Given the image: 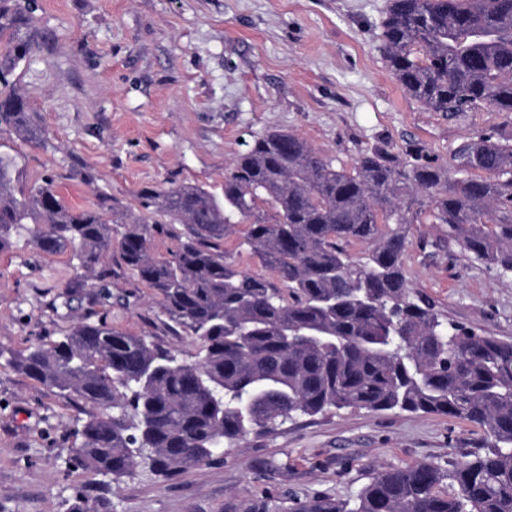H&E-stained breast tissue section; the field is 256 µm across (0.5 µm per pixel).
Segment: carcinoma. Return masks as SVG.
<instances>
[{
	"mask_svg": "<svg viewBox=\"0 0 512 512\" xmlns=\"http://www.w3.org/2000/svg\"><path fill=\"white\" fill-rule=\"evenodd\" d=\"M380 40L387 68L427 111L512 112V0H389ZM35 42L20 0H0V134L40 144L12 80ZM17 168L0 152V252L30 224L41 225L38 249L71 252L90 276L116 249L201 344L189 361L82 320L10 355L19 373L93 408L75 468L120 479L144 460L167 476L297 415L397 409L478 424L485 451L446 468L378 470L349 501L293 496L288 512H512V343L444 318L413 295L403 267L410 225L430 222L471 260L512 275V132L462 141L449 168L373 146L349 170L294 133L268 132L232 161L221 201L198 185L140 191L145 208L184 227L164 259L146 218L74 208L53 177L27 186ZM241 224L242 244L274 277L224 252ZM68 512L109 503L80 492Z\"/></svg>",
	"mask_w": 512,
	"mask_h": 512,
	"instance_id": "cac0c4a2",
	"label": "carcinoma"
}]
</instances>
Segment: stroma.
Segmentation results:
<instances>
[{
  "label": "stroma",
  "mask_w": 512,
  "mask_h": 512,
  "mask_svg": "<svg viewBox=\"0 0 512 512\" xmlns=\"http://www.w3.org/2000/svg\"><path fill=\"white\" fill-rule=\"evenodd\" d=\"M388 0H29L36 44L15 73L44 142L5 134L29 185L53 176L77 208H113L155 223L151 250H176L180 225L158 223L146 187L224 193V173L273 130L303 137L335 165L361 149L421 151L447 164L468 137L512 129V115L425 111L388 70L379 34ZM438 224L413 225L410 287L449 320L512 342V278L458 243L432 252ZM110 300L76 287L69 253L14 238L0 252V351L21 352L88 316L191 358L197 342L165 317L153 290L106 258ZM88 405L45 389L0 359V512H66L76 492L111 512H224L247 499L275 512L289 495L354 498L379 469L447 465L480 451L476 425L440 415L343 408L249 435L221 458L170 476L141 464L119 480L71 468Z\"/></svg>",
  "instance_id": "1"
}]
</instances>
